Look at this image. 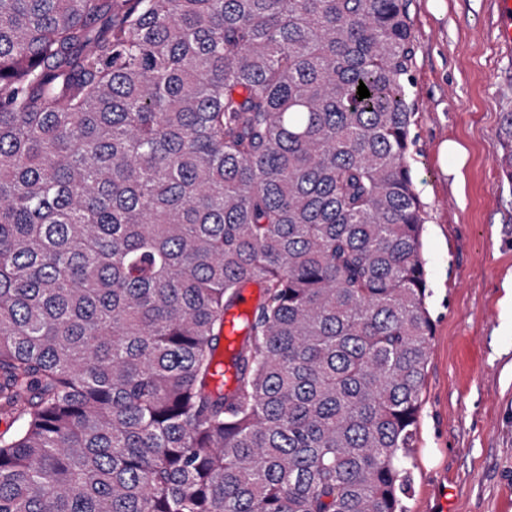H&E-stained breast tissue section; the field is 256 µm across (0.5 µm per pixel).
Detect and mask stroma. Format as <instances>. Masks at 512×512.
<instances>
[{
  "mask_svg": "<svg viewBox=\"0 0 512 512\" xmlns=\"http://www.w3.org/2000/svg\"><path fill=\"white\" fill-rule=\"evenodd\" d=\"M410 162L433 336L407 512H512V180L497 165L512 54L494 0H408ZM466 151L456 166L442 151Z\"/></svg>",
  "mask_w": 512,
  "mask_h": 512,
  "instance_id": "1",
  "label": "stroma"
}]
</instances>
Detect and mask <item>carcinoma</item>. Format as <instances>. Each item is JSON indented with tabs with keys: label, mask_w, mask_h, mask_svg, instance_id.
I'll return each mask as SVG.
<instances>
[{
	"label": "carcinoma",
	"mask_w": 512,
	"mask_h": 512,
	"mask_svg": "<svg viewBox=\"0 0 512 512\" xmlns=\"http://www.w3.org/2000/svg\"><path fill=\"white\" fill-rule=\"evenodd\" d=\"M406 2L0 0V512H405ZM249 287L242 290L240 303L224 316V336L216 355V362L220 366L214 370L213 381L216 385L224 384L225 389L231 388L234 384V371L228 363L230 352L239 345L245 332V329H240L238 319L255 306L251 288L260 290L256 284Z\"/></svg>",
	"instance_id": "cac0c4a2"
}]
</instances>
